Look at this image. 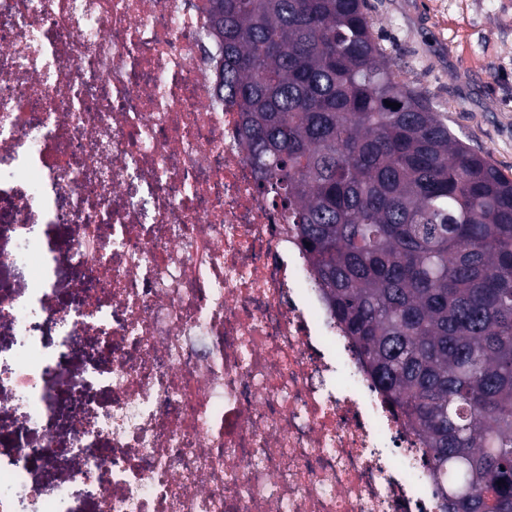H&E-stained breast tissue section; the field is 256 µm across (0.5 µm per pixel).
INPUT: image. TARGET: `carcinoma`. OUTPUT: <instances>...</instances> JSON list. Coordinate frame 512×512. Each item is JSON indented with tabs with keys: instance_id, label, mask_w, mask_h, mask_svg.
Instances as JSON below:
<instances>
[{
	"instance_id": "obj_1",
	"label": "carcinoma",
	"mask_w": 512,
	"mask_h": 512,
	"mask_svg": "<svg viewBox=\"0 0 512 512\" xmlns=\"http://www.w3.org/2000/svg\"><path fill=\"white\" fill-rule=\"evenodd\" d=\"M207 10L217 101L443 512H512V180L397 80L365 0Z\"/></svg>"
}]
</instances>
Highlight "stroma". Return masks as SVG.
<instances>
[{
    "label": "stroma",
    "instance_id": "1",
    "mask_svg": "<svg viewBox=\"0 0 512 512\" xmlns=\"http://www.w3.org/2000/svg\"><path fill=\"white\" fill-rule=\"evenodd\" d=\"M402 83L512 177V0H367Z\"/></svg>",
    "mask_w": 512,
    "mask_h": 512
}]
</instances>
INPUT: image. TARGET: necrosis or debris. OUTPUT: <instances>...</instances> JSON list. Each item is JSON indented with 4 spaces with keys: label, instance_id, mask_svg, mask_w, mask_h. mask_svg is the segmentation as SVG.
Instances as JSON below:
<instances>
[{
    "label": "necrosis or debris",
    "instance_id": "necrosis-or-debris-1",
    "mask_svg": "<svg viewBox=\"0 0 512 512\" xmlns=\"http://www.w3.org/2000/svg\"><path fill=\"white\" fill-rule=\"evenodd\" d=\"M206 31L204 0H0V264L28 283L0 291V512H72L78 486L95 512H440L213 103ZM37 221L84 274L53 305ZM68 454L54 490L33 479Z\"/></svg>",
    "mask_w": 512,
    "mask_h": 512
}]
</instances>
